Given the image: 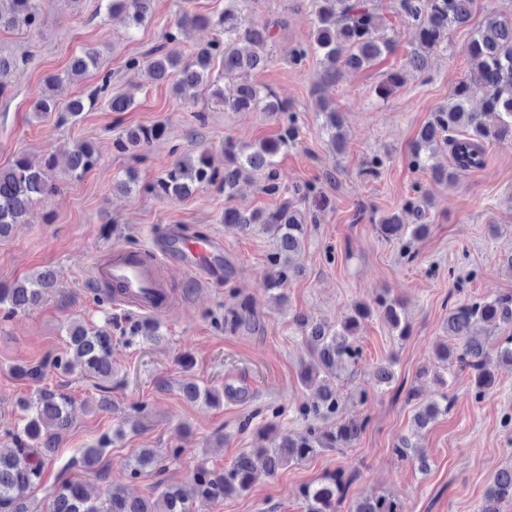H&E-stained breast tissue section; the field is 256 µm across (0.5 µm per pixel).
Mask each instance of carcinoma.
Returning <instances> with one entry per match:
<instances>
[{
	"label": "carcinoma",
	"instance_id": "carcinoma-1",
	"mask_svg": "<svg viewBox=\"0 0 512 512\" xmlns=\"http://www.w3.org/2000/svg\"><path fill=\"white\" fill-rule=\"evenodd\" d=\"M107 12L124 14L132 27L142 25L152 12L153 0H103ZM254 0H224V11L214 17L208 14L185 15L181 25L212 27L219 37L200 46L190 59L166 51V44L177 41L178 32L168 31L164 43L149 50L143 57H131L126 62L130 71L144 66L157 81L172 82L171 90L179 98L195 97L203 91L237 112L260 109L280 114L281 123L276 137L255 146L238 147L231 142L224 145V170L212 167L208 157L200 154L194 159L179 160L172 164L145 190L168 200L184 199L191 194V186L217 185L224 189V197L236 195L240 181L251 174L261 176L263 190L270 196L288 194V198L272 211L224 210V224L228 229L245 231L259 225L273 234L277 247L266 257L268 287L286 298L283 290L298 274L291 255L297 252L306 233L308 214L301 205L310 203L317 210L328 206L327 199L314 184L296 185L282 189L276 170L275 157L281 150L298 143L300 128L296 113L267 88L260 90L250 80L252 73L268 66V46L272 40V26H259L248 21L247 13ZM314 15L310 40L298 45L292 63L301 64L310 54L322 57L324 76L334 78L340 68L365 70L392 46L387 30L396 18L409 30L413 49L404 67L423 75L428 71L430 55L448 43V35L455 27L466 26L475 11L476 0H394L393 18L379 12L375 0H311ZM40 0H0V29H36L41 23ZM466 52L480 71L479 89L460 81L453 88L448 104L433 110L420 128L409 152L410 165L431 173L438 182L452 184L460 173L479 168L484 163L485 143L512 140V15H489ZM224 68V79L232 83L225 90L212 80L215 62ZM25 61L0 55V95L8 90L14 71ZM98 68V53L87 50L73 57L69 68L62 75H50L45 87L34 99V111L55 112L57 101L52 95L54 87L65 81L85 75L89 69ZM112 75L102 74L100 83L86 95L70 100L58 119L67 122L85 110L106 101L113 112H126L132 98L109 94ZM403 83V74L390 71L376 86L382 98L391 95ZM481 92L483 108L474 112L469 103L475 92ZM324 126L331 132V144L344 151L343 137L339 133L340 118L336 108L320 104ZM165 133L161 124L140 125L120 133L113 144L121 152L148 146ZM448 148L451 164L441 168L433 163L438 150ZM100 160L97 148L85 142L69 156V172L80 178L95 168ZM55 166L52 155L34 163L25 156L0 169V234L12 224L28 222L34 205L44 196L57 190L49 181L48 173ZM405 213L413 218L406 224L400 215H390L380 220L378 230L404 254L411 252L415 241L423 238L428 230L427 194L416 186L402 205ZM55 276L47 271L34 277L17 281L8 288H0V306L8 314L26 312L39 306L54 286ZM399 303L380 296L373 303L355 302L343 319L331 329L312 323L298 316L296 325L303 332L311 361L304 364L300 373L306 384H317L314 398L297 408L299 417L308 423L307 429L292 437L284 435L272 448H256L239 454L233 464L218 471L205 465L196 468L186 484L167 485L154 499L130 497L124 488L108 485L103 497L92 498L84 484L64 477L50 493V512H191L196 501L214 503L224 498L247 492L254 479L253 456L264 458L269 475L290 461H304L326 448H344L354 442L363 430V424L340 418L341 402L332 388L338 372L355 368L361 358L354 336L360 322L381 309L390 325L407 333L401 324ZM254 319L251 305L243 301L224 320L231 329L248 326ZM512 324V296L502 295L466 304L454 305L448 310V335L458 340L455 347L439 344L434 352L436 362L443 368L458 365L473 375L476 396L484 395L494 387L496 377L488 368L490 356L512 366V334L490 347L478 339L474 329L478 325L499 327ZM68 348L87 374L103 382L112 378V318L102 326H88L78 319L66 327ZM126 342L138 339L159 343L163 340L160 323L152 319L128 321L124 329ZM72 361L53 357L30 367L18 368V376L35 384L34 396L21 404L27 412L24 425L11 433L13 447L0 448V512H32L28 491L42 480L44 470L55 461L61 434L71 427L73 400L55 386L44 383L47 372L68 371ZM451 397L443 393L440 399L415 415L418 426L424 427L438 415L448 412ZM336 419V428L321 433L314 427L319 419ZM112 444L105 436L97 445L82 448L64 469L73 467L93 470L98 467L103 449ZM395 453L402 458H412L421 466L426 459L417 443L408 436L400 439ZM158 461L148 448L142 449L128 462L131 474L137 476L148 467H157ZM356 476L343 471H332L316 483L300 488L305 512H336ZM512 500V467L499 470L488 487L480 512H500L499 504ZM351 512H402V505L395 499L380 495L356 502Z\"/></svg>",
	"mask_w": 512,
	"mask_h": 512
}]
</instances>
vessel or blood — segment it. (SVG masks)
Returning a JSON list of instances; mask_svg holds the SVG:
<instances>
[{
    "mask_svg": "<svg viewBox=\"0 0 512 512\" xmlns=\"http://www.w3.org/2000/svg\"><path fill=\"white\" fill-rule=\"evenodd\" d=\"M174 267L203 284L222 281L223 236L190 238L178 225L171 224L149 247L122 251L119 260L95 269L93 275L112 283L115 305L131 307L143 314H155L161 310L156 297L168 288L170 270Z\"/></svg>",
    "mask_w": 512,
    "mask_h": 512,
    "instance_id": "b4317fda",
    "label": "vessel or blood"
}]
</instances>
